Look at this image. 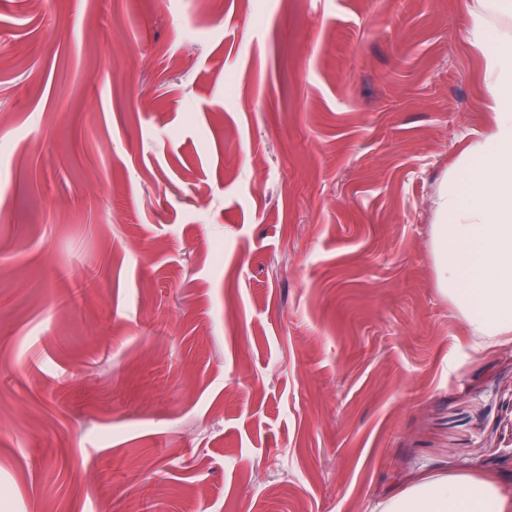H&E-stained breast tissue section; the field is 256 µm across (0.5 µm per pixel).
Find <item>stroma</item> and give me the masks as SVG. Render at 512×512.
I'll return each instance as SVG.
<instances>
[{
    "mask_svg": "<svg viewBox=\"0 0 512 512\" xmlns=\"http://www.w3.org/2000/svg\"><path fill=\"white\" fill-rule=\"evenodd\" d=\"M471 0H0V512L512 493V344L440 290Z\"/></svg>",
    "mask_w": 512,
    "mask_h": 512,
    "instance_id": "obj_1",
    "label": "stroma"
}]
</instances>
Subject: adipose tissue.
<instances>
[{
  "label": "adipose tissue",
  "mask_w": 512,
  "mask_h": 512,
  "mask_svg": "<svg viewBox=\"0 0 512 512\" xmlns=\"http://www.w3.org/2000/svg\"><path fill=\"white\" fill-rule=\"evenodd\" d=\"M471 18L493 125L439 193L435 264L442 292L484 352L512 341V34L498 26L512 18V0H474ZM384 512H512V494L481 476H425Z\"/></svg>",
  "instance_id": "1"
}]
</instances>
